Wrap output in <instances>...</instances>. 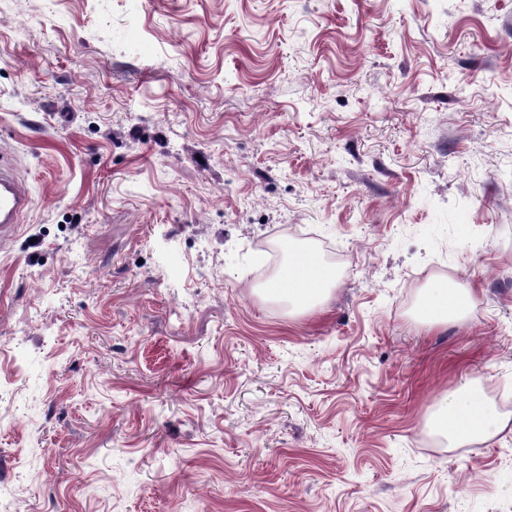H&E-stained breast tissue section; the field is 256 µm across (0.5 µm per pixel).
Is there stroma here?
Returning a JSON list of instances; mask_svg holds the SVG:
<instances>
[{
	"mask_svg": "<svg viewBox=\"0 0 512 512\" xmlns=\"http://www.w3.org/2000/svg\"><path fill=\"white\" fill-rule=\"evenodd\" d=\"M0 153L15 512H512V0H0ZM33 198L8 158L0 157V238L17 230L21 219L32 209ZM297 258L290 255L288 270L270 280L263 291L286 301L288 308L305 310L324 300L334 282L317 263L309 265L301 275L293 276L291 270ZM469 290L454 292L448 289H433L428 294L421 308V317L429 326L446 325L457 319L464 308L472 301ZM448 439L449 447L479 442L500 434H512L510 417L500 413L484 395L479 383L471 381L449 391L432 422Z\"/></svg>",
	"mask_w": 512,
	"mask_h": 512,
	"instance_id": "1",
	"label": "stroma"
}]
</instances>
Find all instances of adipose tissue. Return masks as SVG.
I'll list each match as a JSON object with an SVG mask.
<instances>
[{
  "mask_svg": "<svg viewBox=\"0 0 512 512\" xmlns=\"http://www.w3.org/2000/svg\"><path fill=\"white\" fill-rule=\"evenodd\" d=\"M333 288L332 279L319 264L309 265L301 275L283 272L264 287L266 294L287 302L289 308L305 310L324 300ZM470 291L431 290L421 308L425 324L439 326L457 319L471 301ZM450 446L479 442L512 432V418L500 413L471 381L449 391L432 422Z\"/></svg>",
  "mask_w": 512,
  "mask_h": 512,
  "instance_id": "ef3b65f1",
  "label": "adipose tissue"
}]
</instances>
